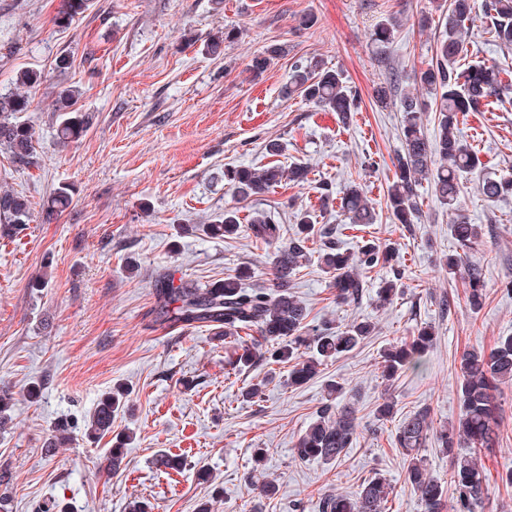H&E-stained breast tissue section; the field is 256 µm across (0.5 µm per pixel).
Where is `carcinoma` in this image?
Segmentation results:
<instances>
[{"mask_svg": "<svg viewBox=\"0 0 512 512\" xmlns=\"http://www.w3.org/2000/svg\"><path fill=\"white\" fill-rule=\"evenodd\" d=\"M91 0H63L54 23L69 27L85 13ZM473 0H448V30L436 43L426 68L414 75V83L434 96L437 131L430 139L423 131L422 115L429 106L418 92L401 93L403 112L400 130L402 149L397 154L392 183L387 188L386 207L401 224H411L419 216L418 187L430 184L436 199L449 207L455 204L464 179L479 164L472 147L459 131L460 115L466 112H488L506 91L512 90V71L500 65H465L466 22L472 19ZM487 15L492 18V38L500 47L512 48V0H486ZM399 22L391 18L380 24L373 34L374 42L389 44ZM237 39L233 28L220 27L207 47L215 52L224 43ZM298 94L305 100L335 112L343 121L352 118L357 104L343 72L326 69L317 61L297 64L288 85V95ZM30 100L21 94H0V147L13 161L25 168L36 164L33 139L35 131L18 120L28 110ZM57 128L60 143L66 144L86 131L88 120L64 112ZM301 183L307 179L302 166L284 171L272 165L258 172L234 167L224 172V179L239 198L260 194L283 179ZM482 194L496 199L512 194V178L486 179ZM71 203L70 190L57 188L47 203L51 213H61ZM341 208L353 224H372L375 208L361 185L352 182L341 197ZM29 199L11 191L0 193V236H13L22 224L29 223ZM299 228L295 237L279 246L273 257V278L268 288H248L247 272L229 274L204 287L174 284L167 275L157 283L158 321L166 325L205 323L233 342L231 363L249 368L254 363L252 346L240 333L254 331L266 341L269 359L274 363H293L289 384L300 387L318 376L320 366L349 353L375 334L370 321H354L343 328L326 327L313 336L305 334L306 308L296 295L292 277L307 260L306 242L315 234L313 217L307 211L296 214ZM212 236H233L241 231L237 212L224 211L214 224L202 225ZM282 226L267 213L252 217L247 232L254 238L272 244L281 238ZM450 231L462 246L482 237L481 227L463 219L450 225ZM394 250L368 240L355 252L344 250L338 242L324 241L321 263L333 275L336 300L359 301L367 274L384 269L393 261ZM466 301L469 308H482L486 293L480 266L472 264L464 271ZM402 294L400 273L382 280L377 291V304H391ZM436 330L427 324L415 330L408 339L390 344L380 351L381 377L393 383L409 370L419 369L435 341ZM460 414L457 422L436 429L426 409H417L399 421L395 441L405 455V481L418 495L423 512H443L448 487H453L456 512H484L488 487L478 466V455L495 447L500 427L499 385L512 381V336L500 339L490 352L469 349L460 358ZM326 402L315 420L298 438L294 454L300 460L340 461L357 440L358 424L354 407L337 402L345 387L334 379L325 381ZM129 390L117 386L99 399L92 416L84 425L85 435L99 439L112 432V421L125 406ZM435 438L440 452L450 458L449 484L431 476L419 449ZM73 439L69 425L62 424L46 442V452L68 444ZM466 448L462 454L458 449ZM394 487L384 477H374L352 496L327 494L316 505L317 512H386L385 506Z\"/></svg>", "mask_w": 512, "mask_h": 512, "instance_id": "1", "label": "carcinoma"}]
</instances>
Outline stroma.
Wrapping results in <instances>:
<instances>
[{
  "label": "stroma",
  "instance_id": "stroma-1",
  "mask_svg": "<svg viewBox=\"0 0 512 512\" xmlns=\"http://www.w3.org/2000/svg\"><path fill=\"white\" fill-rule=\"evenodd\" d=\"M474 2L468 63L512 67V50L491 38L483 0ZM60 5L0 0V92L15 90L18 72L43 76L21 115L35 131L36 167H19L0 151V192L26 195L33 208L18 236L0 238V387H10L16 401L0 432V512H36L47 501L62 512H130L135 502L150 512H197L203 504L209 512H316L323 495L354 493L378 473L394 486L389 512H421L404 480L396 418L425 407L434 426L457 420L462 352L512 336V294L503 288L512 281V196L490 200L479 190L483 179L512 176V97L461 117L481 164L454 207L424 187L421 217L401 224L385 204L401 150V114L398 105H376L373 89L393 73L411 86L429 62L448 22L435 0H224L219 12L213 0H93L66 29L53 23ZM304 16L309 24H301ZM392 17L401 21L395 39L378 46L371 34ZM223 24L236 27L237 40L221 53L206 52ZM271 46L281 56L255 74L253 56ZM63 57L69 65L61 69ZM313 57L347 76L359 106L352 121L284 95L295 63ZM66 88L79 90L72 109L90 124L62 147L57 99ZM273 140L283 145L276 156L267 150ZM274 164L304 166L307 179L246 200L224 182L225 168ZM352 181L374 202L376 224L353 228L339 202L321 206L323 189L336 193ZM63 185L70 207L44 222L43 205ZM227 209L244 225L254 213L274 214L287 238L297 230L296 213L307 209L345 247L363 238L393 245L404 293L376 307V270L358 303L337 304L333 277L317 260L322 240L311 238L312 259L294 278L308 330L367 318L377 324L375 336L301 388L289 386L287 366L264 359L266 345L256 335L255 364L234 369L215 328L168 327L155 317V280L163 273L202 287L246 267L251 286H268L274 245L244 232L233 239L201 232ZM459 216L483 227L468 249L450 233ZM182 224L198 230L179 234ZM454 252L483 269L480 311L470 310L463 277L443 264ZM423 323L437 330L423 370L387 385L380 350ZM330 378L346 388L359 437L337 463L299 460L292 448L315 419ZM259 381L263 395L244 401L243 387ZM117 383L131 394L111 437L87 439L84 424ZM386 397L396 417L382 423L374 409ZM500 402L498 442L479 464L490 512H512V488L499 480L512 467V384L501 385ZM63 421L75 428L73 442L45 453V439ZM127 434L134 441L121 469L107 470L112 437ZM256 448L269 453L266 472L253 468ZM162 454L184 455L187 464L166 469L157 463ZM267 479L277 493L255 497Z\"/></svg>",
  "mask_w": 512,
  "mask_h": 512
}]
</instances>
